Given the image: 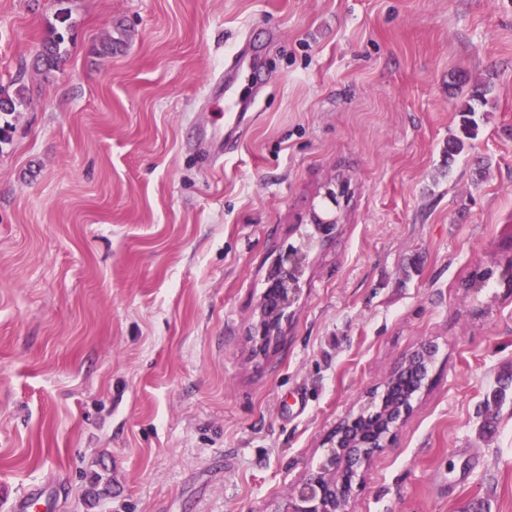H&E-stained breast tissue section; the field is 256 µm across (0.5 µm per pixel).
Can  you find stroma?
<instances>
[{
  "label": "stroma",
  "instance_id": "35a3bbf8",
  "mask_svg": "<svg viewBox=\"0 0 512 512\" xmlns=\"http://www.w3.org/2000/svg\"><path fill=\"white\" fill-rule=\"evenodd\" d=\"M244 42L264 93L209 164L204 87ZM0 85L26 89L0 143V512L32 483L53 512H279L424 343L351 512H512V390L482 428L512 375V0H0ZM330 191L337 226L256 352L272 267ZM68 34V32H66ZM72 42V38H66L63 32L53 28L49 37L44 40L41 49L34 59L35 68L47 74L59 67L63 58L68 53L66 43Z\"/></svg>",
  "mask_w": 512,
  "mask_h": 512
}]
</instances>
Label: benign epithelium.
<instances>
[{
    "label": "benign epithelium",
    "mask_w": 512,
    "mask_h": 512,
    "mask_svg": "<svg viewBox=\"0 0 512 512\" xmlns=\"http://www.w3.org/2000/svg\"><path fill=\"white\" fill-rule=\"evenodd\" d=\"M312 241L306 239L281 254L271 272L270 285L259 303L256 349L263 351L273 340L279 321L297 300L300 281ZM433 349L422 345L389 373L381 393L336 425L324 459L287 495L279 512H349L354 481L386 447L412 411L413 398L395 393L399 375L417 379L427 375Z\"/></svg>",
    "instance_id": "benign-epithelium-1"
}]
</instances>
